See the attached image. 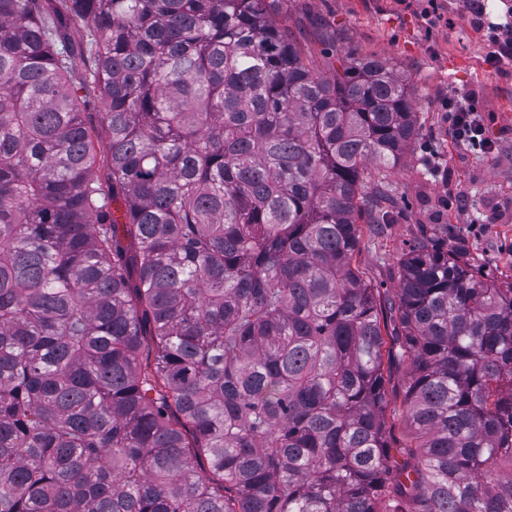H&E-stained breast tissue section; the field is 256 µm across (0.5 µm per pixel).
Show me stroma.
<instances>
[{"label":"stroma","instance_id":"35a3bbf8","mask_svg":"<svg viewBox=\"0 0 512 512\" xmlns=\"http://www.w3.org/2000/svg\"><path fill=\"white\" fill-rule=\"evenodd\" d=\"M447 24L428 27L419 0H280L275 24L313 51L325 44L388 59L406 78L420 131L387 173L388 221L360 224L353 264L388 297L397 269L421 238L463 253L490 280L512 279V65L487 62V36L447 0ZM473 101L494 153L456 144L440 110L444 96ZM478 221L479 234L469 230Z\"/></svg>","mask_w":512,"mask_h":512}]
</instances>
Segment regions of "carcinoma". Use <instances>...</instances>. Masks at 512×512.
<instances>
[{"label":"carcinoma","instance_id":"obj_1","mask_svg":"<svg viewBox=\"0 0 512 512\" xmlns=\"http://www.w3.org/2000/svg\"><path fill=\"white\" fill-rule=\"evenodd\" d=\"M278 2L0 0V512H512V282L420 239L381 300L409 87ZM407 386L408 377L405 368L393 370L391 373V384L388 385L390 405L387 408L386 417L389 427H391L395 438L399 441H403L409 433L405 422V407L403 405ZM392 389L396 392L394 395L392 394ZM394 408H396V412H393L391 415Z\"/></svg>","mask_w":512,"mask_h":512}]
</instances>
